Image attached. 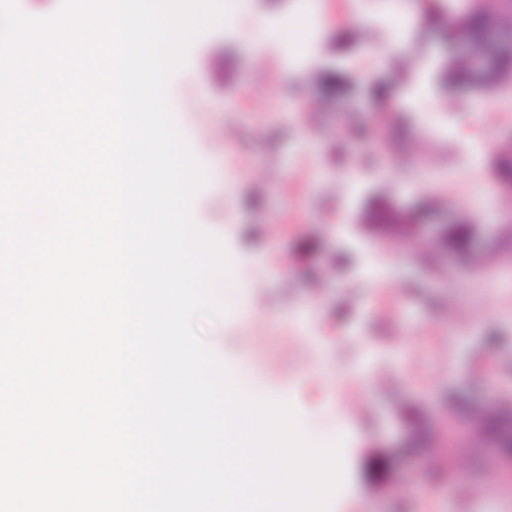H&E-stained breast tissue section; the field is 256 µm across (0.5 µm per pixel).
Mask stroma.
Listing matches in <instances>:
<instances>
[{"label":"stroma","instance_id":"obj_1","mask_svg":"<svg viewBox=\"0 0 512 512\" xmlns=\"http://www.w3.org/2000/svg\"><path fill=\"white\" fill-rule=\"evenodd\" d=\"M433 0H235L231 22L196 37L168 99L207 182L195 222L229 254L232 314L198 327L212 350L245 368L254 397L299 405L314 442L341 434L333 381L363 402L342 442L345 480L331 501L357 512H512V483L494 464L459 458L448 480L435 456L396 459L409 435L392 411L444 391L479 398L489 384L512 387V257L458 261L454 285L439 283L434 252L411 224H444L494 190L488 164L512 131V102L474 99L465 88L431 89V108L403 111L381 131L386 143L356 186L347 129L368 127L381 104L373 82L403 92L441 60L444 24ZM320 10L325 38L315 77L280 66L273 20L302 43ZM414 16L406 34L369 23ZM451 99L453 113L440 112ZM280 384L266 389L268 378Z\"/></svg>","mask_w":512,"mask_h":512}]
</instances>
